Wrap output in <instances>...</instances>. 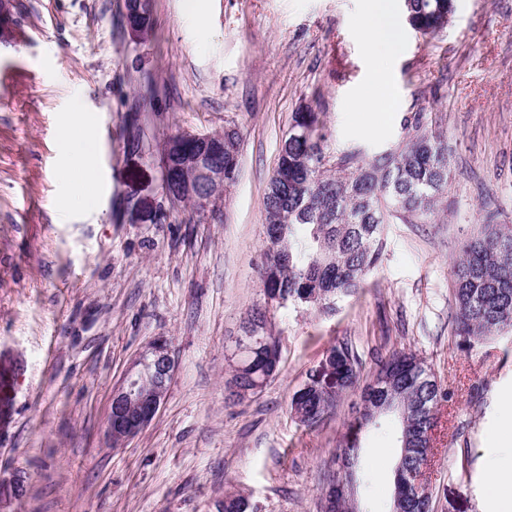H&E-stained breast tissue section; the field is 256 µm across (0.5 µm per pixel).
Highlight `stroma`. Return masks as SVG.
<instances>
[{"label": "stroma", "mask_w": 512, "mask_h": 512, "mask_svg": "<svg viewBox=\"0 0 512 512\" xmlns=\"http://www.w3.org/2000/svg\"><path fill=\"white\" fill-rule=\"evenodd\" d=\"M369 0H153L131 31L126 0H11L0 39V512H320L359 391L316 426L296 390L336 342L362 380L416 353L450 397L438 410L434 512H497L490 461L512 410V332H454L452 260L484 224L512 225V0H455L447 26L405 28L385 60L395 106L375 133L358 100L371 79ZM323 115L325 152L368 158L408 121L448 139V197L434 224L386 225L362 288L330 311L269 304L264 197L294 112ZM95 115L106 193L69 207L61 129ZM240 134L239 172L199 213L162 189V145L180 131ZM281 349L259 392L228 397L236 338L253 311ZM176 361L151 424L106 437L113 388L155 338ZM395 419L362 441L358 496L389 512ZM387 467H380V460ZM24 490H17V478Z\"/></svg>", "instance_id": "stroma-1"}]
</instances>
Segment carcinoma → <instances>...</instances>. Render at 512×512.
<instances>
[{
  "instance_id": "obj_1",
  "label": "carcinoma",
  "mask_w": 512,
  "mask_h": 512,
  "mask_svg": "<svg viewBox=\"0 0 512 512\" xmlns=\"http://www.w3.org/2000/svg\"><path fill=\"white\" fill-rule=\"evenodd\" d=\"M453 0H409L406 13L413 25L434 34L448 23ZM323 128L320 115L296 112L291 128ZM289 137L283 140L277 168L265 197L264 277L289 302L330 310L335 300L358 290L380 258L384 225L432 222L448 194V148L442 133L416 119L407 126L402 146L383 156L354 153L328 159L322 144ZM239 134L224 131L215 142L213 159L224 165V185L235 180L239 166ZM456 334L481 341L512 329V228L487 224L468 240L453 266ZM336 368L337 382L325 386L312 374L291 399V410L306 426L324 418L340 396L354 388L361 361L348 343L338 342L324 356ZM395 377L392 391L409 402L400 417L398 443L414 437L433 402L448 399L424 360L412 352H395L380 362L374 377ZM369 407L350 421L341 457L356 461L361 435L379 425L368 418ZM410 488L393 509L432 512V499L414 501ZM222 512H252L248 498L228 494Z\"/></svg>"
}]
</instances>
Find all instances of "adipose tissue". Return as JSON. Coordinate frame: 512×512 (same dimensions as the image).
I'll return each instance as SVG.
<instances>
[{
	"mask_svg": "<svg viewBox=\"0 0 512 512\" xmlns=\"http://www.w3.org/2000/svg\"><path fill=\"white\" fill-rule=\"evenodd\" d=\"M394 0H373L369 19L361 28V40L371 61V91L363 96L357 109L367 118L368 132L394 107V96L380 63L382 55L394 52L403 40ZM87 117L74 110L66 121L67 151L60 171V182L73 208H86L97 203L102 193V176L98 167V149L93 139L85 136Z\"/></svg>",
	"mask_w": 512,
	"mask_h": 512,
	"instance_id": "obj_1",
	"label": "adipose tissue"
}]
</instances>
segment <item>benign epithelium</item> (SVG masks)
Listing matches in <instances>:
<instances>
[{"mask_svg":"<svg viewBox=\"0 0 512 512\" xmlns=\"http://www.w3.org/2000/svg\"><path fill=\"white\" fill-rule=\"evenodd\" d=\"M215 136L191 132H178L170 136L163 148V160L181 151L186 142L192 143L196 155L190 162L191 172L182 183V189L175 195L164 191L167 199L173 203L196 202L201 209H206L215 199V194L200 195L195 191L199 183H209L220 190L224 186V168L210 162L212 142ZM241 361H246L250 354L257 352L277 362L280 360L279 345L271 340L261 323H245L243 334L238 338ZM175 370V361L171 355L167 340L159 339L142 353L129 368L125 379L112 391L107 414V427L110 439L115 443L136 436L145 429L158 412L165 396L169 381ZM364 403L372 406L371 418L376 420L381 415L405 411V407L388 396L383 381L376 380L365 392ZM431 454L416 457L413 469L406 471L408 481L421 497L430 496L432 487L429 481ZM354 471L344 460L339 461L336 476L325 492L323 509L344 504L349 512L356 510L357 498L354 494Z\"/></svg>","mask_w":512,"mask_h":512,"instance_id":"7a95c632","label":"benign epithelium"}]
</instances>
